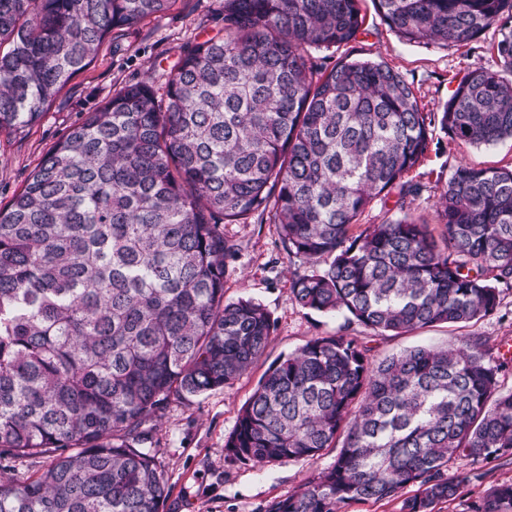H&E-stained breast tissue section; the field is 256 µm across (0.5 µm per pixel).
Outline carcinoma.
I'll return each mask as SVG.
<instances>
[{
  "mask_svg": "<svg viewBox=\"0 0 512 512\" xmlns=\"http://www.w3.org/2000/svg\"><path fill=\"white\" fill-rule=\"evenodd\" d=\"M176 2L0 0V133L36 123L114 28ZM373 3L427 46L512 19V0ZM363 23L360 0H224V36L187 50L164 94L140 82L89 113L0 207V456L51 458L32 481L0 476V512H160L149 447L168 405L232 386L270 341L261 303L224 301V224L256 212L314 266L294 300L345 315L269 365L225 442L256 464L339 448L266 512H339L409 487L400 512H433L474 476L448 474L452 456L512 457L509 361L490 338L375 360L346 334L468 323L512 288V168L457 166L437 229L407 214L435 129L512 138V29L502 70L467 71L436 116L384 62L316 68L310 51ZM392 194L404 216L353 233ZM474 512H512V484Z\"/></svg>",
  "mask_w": 512,
  "mask_h": 512,
  "instance_id": "cac0c4a2",
  "label": "carcinoma"
}]
</instances>
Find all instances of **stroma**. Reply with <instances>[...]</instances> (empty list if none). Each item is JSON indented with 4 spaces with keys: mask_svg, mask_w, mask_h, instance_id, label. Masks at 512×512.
Wrapping results in <instances>:
<instances>
[{
    "mask_svg": "<svg viewBox=\"0 0 512 512\" xmlns=\"http://www.w3.org/2000/svg\"><path fill=\"white\" fill-rule=\"evenodd\" d=\"M364 29L339 51L316 50L319 67L331 69L337 58L382 61L413 84L424 111H441L456 79L477 68L499 70L495 46L500 26L486 29L465 46H425L399 39L376 14L372 0H363ZM224 32V0H177L165 13L137 24L114 29L92 63L76 74L41 118L19 135L0 134V203H8L27 182L49 148L125 86L150 81L164 89L176 72L183 52ZM462 163L475 167L512 165V138L492 146L476 147L451 140L435 131L420 165L409 174L423 191L410 211L413 219L436 223L440 193L453 170ZM238 245L226 261L224 298H251L261 303L274 321L264 355L233 386L209 391L169 405L153 432L152 452L158 461L168 497L162 512H264L266 505L288 496L317 477L334 460V452L306 460L283 459L258 465L228 453L225 441L259 378L278 356L316 336L335 333L344 318L306 310L290 288L295 273L307 263L289 258L277 225L254 214L244 222L224 227ZM348 333L371 342L376 357L415 346L440 345L480 334L512 344V289L502 290L493 315L464 326L440 324L400 336H371L354 324ZM476 469L479 478L463 486L456 499L436 505L435 512H472V506L494 485L512 484V460L471 464L455 457L449 472Z\"/></svg>",
    "mask_w": 512,
    "mask_h": 512,
    "instance_id": "1",
    "label": "stroma"
}]
</instances>
